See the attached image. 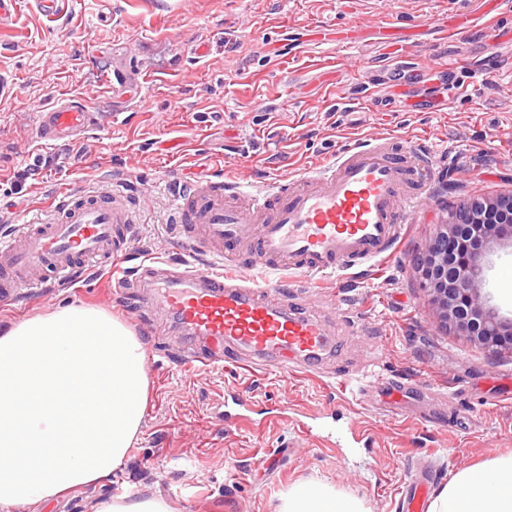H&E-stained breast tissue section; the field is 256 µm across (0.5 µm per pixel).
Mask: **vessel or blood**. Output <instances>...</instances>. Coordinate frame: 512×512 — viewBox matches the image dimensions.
<instances>
[{
  "instance_id": "obj_1",
  "label": "vessel or blood",
  "mask_w": 512,
  "mask_h": 512,
  "mask_svg": "<svg viewBox=\"0 0 512 512\" xmlns=\"http://www.w3.org/2000/svg\"><path fill=\"white\" fill-rule=\"evenodd\" d=\"M91 111L69 99L41 109L40 139L68 142L84 131ZM415 152L385 145L342 147L335 161L298 179H283L239 202L237 188L202 181L178 199V239L206 252L204 268L188 266L160 277L152 263H141L134 276L118 277L114 292L131 280L152 288L167 311L195 334L262 353L276 351L283 370L314 368L327 343L324 324L302 312L268 304L276 281L257 280L254 265L314 278L347 272L386 256L397 242L418 200L408 185L424 186ZM132 225L120 195L107 189L66 194L50 220L33 219L15 227L0 242L8 261L0 266V299L16 290L45 287L46 275L74 282L126 258L123 246ZM436 474L423 470L401 490L396 512H425L427 491Z\"/></svg>"
}]
</instances>
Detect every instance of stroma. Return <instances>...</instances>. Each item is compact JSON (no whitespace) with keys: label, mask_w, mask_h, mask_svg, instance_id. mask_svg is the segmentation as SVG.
<instances>
[{"label":"stroma","mask_w":512,"mask_h":512,"mask_svg":"<svg viewBox=\"0 0 512 512\" xmlns=\"http://www.w3.org/2000/svg\"><path fill=\"white\" fill-rule=\"evenodd\" d=\"M461 8L460 32L434 28ZM498 27L506 44L486 38ZM353 37V49L339 39ZM208 49L207 57L194 53ZM121 73L123 92L108 76ZM0 235L25 217L51 218L65 191L110 187L125 199L131 258L180 262L171 229L181 190L206 179L263 192L336 159V145L391 139L425 153L428 198L394 252L349 281L305 288L283 279L298 308L324 320V375L288 377L275 359L253 372L235 346L224 369L187 365L214 345L181 327L144 289L113 295L102 275L0 301V328L71 304L95 306L144 344L150 393L123 467L42 512H91L95 500L160 494L176 512H276L300 481L320 480L395 512L414 469L435 489L468 467L512 455V354L471 344L432 313L411 260L448 211L475 196L512 192V0H65L55 16L22 0L0 22ZM72 97L92 106L77 140H38L39 107ZM53 156L37 179L14 175ZM338 373L352 383L337 385ZM367 377L369 398L357 396ZM404 382L397 413L382 399ZM254 419L224 427L225 393ZM352 415L363 448H339L304 425L318 412Z\"/></svg>","instance_id":"1"}]
</instances>
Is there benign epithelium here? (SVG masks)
<instances>
[{
  "label": "benign epithelium",
  "mask_w": 512,
  "mask_h": 512,
  "mask_svg": "<svg viewBox=\"0 0 512 512\" xmlns=\"http://www.w3.org/2000/svg\"><path fill=\"white\" fill-rule=\"evenodd\" d=\"M503 239H512V193L473 197L451 210L412 260L440 321L493 354L512 353V321H501L481 294L484 256Z\"/></svg>",
  "instance_id": "obj_1"
}]
</instances>
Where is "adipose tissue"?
<instances>
[{"instance_id": "1", "label": "adipose tissue", "mask_w": 512, "mask_h": 512, "mask_svg": "<svg viewBox=\"0 0 512 512\" xmlns=\"http://www.w3.org/2000/svg\"><path fill=\"white\" fill-rule=\"evenodd\" d=\"M144 344L101 309L57 308L0 330V512L45 506L125 463L145 415ZM278 512H368L323 481L295 484ZM430 512H512V457L458 472Z\"/></svg>"}]
</instances>
